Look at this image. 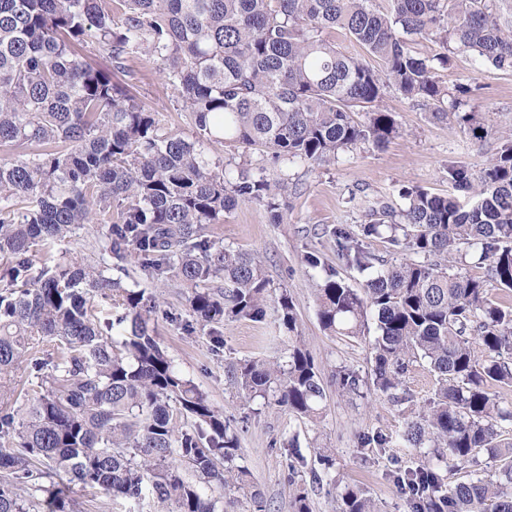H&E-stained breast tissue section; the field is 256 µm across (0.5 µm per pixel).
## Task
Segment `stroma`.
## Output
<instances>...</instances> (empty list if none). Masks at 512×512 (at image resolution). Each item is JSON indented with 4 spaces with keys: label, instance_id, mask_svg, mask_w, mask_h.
Returning <instances> with one entry per match:
<instances>
[{
    "label": "stroma",
    "instance_id": "1",
    "mask_svg": "<svg viewBox=\"0 0 512 512\" xmlns=\"http://www.w3.org/2000/svg\"><path fill=\"white\" fill-rule=\"evenodd\" d=\"M78 53L93 67L109 71L112 80L135 102L157 112L169 128L195 138L197 128L179 98L166 64L129 49L114 61L96 42L86 41ZM440 77L448 89L469 86L471 92L461 112H472L484 128V138H474L456 115L436 121L430 107L387 90L381 105L393 112L402 132L385 147L361 144L339 153L334 164L302 165L276 161L258 150L208 147L223 158L227 169L245 167L263 173L270 181L288 183L292 193L283 223H272L265 203H240L214 225L225 245L259 257L270 280L269 307L262 321L237 319L206 327L196 325L188 306L190 288L176 282L146 277L128 265L124 285L155 297L157 336L183 374L204 391L212 404L233 419L240 437L249 480L263 501V512H292L295 490H305L312 512H340V500L328 484L329 477H315L317 447L329 449L334 466L331 477L357 485L375 500L381 512H408L406 496L394 481L396 470L416 466L421 457L402 448H364L363 434L402 431L404 418L397 407L372 390L349 400L328 388L325 410L317 422L290 417L287 411L245 402L232 381V370L244 361L261 359L282 363L288 359V333L277 317L275 303L281 293L292 298L303 340L323 377L339 367L370 375L368 341L327 334L317 318L314 281L318 271L305 267L302 255L318 251L325 264L338 270L353 288L364 278L344 267L336 243L324 236V227L364 221L368 203L380 201L401 209L399 190L419 186L437 194L450 192L448 168L464 165L482 169L499 145L500 135L512 130V72L477 66L466 53H457ZM110 232L106 224H86L70 239L56 245V252L72 261L98 258Z\"/></svg>",
    "mask_w": 512,
    "mask_h": 512
}]
</instances>
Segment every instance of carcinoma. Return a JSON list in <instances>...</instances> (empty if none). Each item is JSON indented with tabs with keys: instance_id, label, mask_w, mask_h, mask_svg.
Here are the masks:
<instances>
[{
	"instance_id": "cac0c4a2",
	"label": "carcinoma",
	"mask_w": 512,
	"mask_h": 512,
	"mask_svg": "<svg viewBox=\"0 0 512 512\" xmlns=\"http://www.w3.org/2000/svg\"><path fill=\"white\" fill-rule=\"evenodd\" d=\"M338 30L365 55L337 48ZM92 39L116 60L132 46L163 60L199 136L122 97L75 52ZM418 39L440 52L418 55ZM460 51L512 71V0H386L382 9L374 0H0V152L43 147L29 159L0 157V512H81L77 489L224 512L226 490L246 488L237 429L168 355L144 291L99 265L58 262L54 246L103 221L115 261L107 269L132 258L152 279L194 288L189 306L203 327L261 321L262 261L212 239L210 225L254 200L282 221L288 185L233 175L205 144L317 165L359 144L382 147L401 133L379 107L389 88L435 105L437 119L447 100L459 109L438 71ZM448 175L471 203L403 187L399 212L372 206L356 231L322 229L344 265L367 275L362 290L315 251L302 263L323 272L314 296L325 332L359 338L374 317L378 395L408 403L405 378L417 367L430 375V396L398 436L362 439L364 448L401 440L423 450V463L395 476L409 512H512V404L502 397L512 389V307L491 294L512 291V134L479 172ZM377 237L414 258L376 255L368 240ZM464 246L485 276L456 268ZM104 302L121 313L103 329ZM277 312L292 333L288 360H251L236 382L246 402L314 423L327 385L288 294ZM22 364L32 376L23 412L4 395ZM361 382L336 372L343 394ZM481 454L492 474L448 483ZM330 484L341 512H379L362 488Z\"/></svg>"
}]
</instances>
